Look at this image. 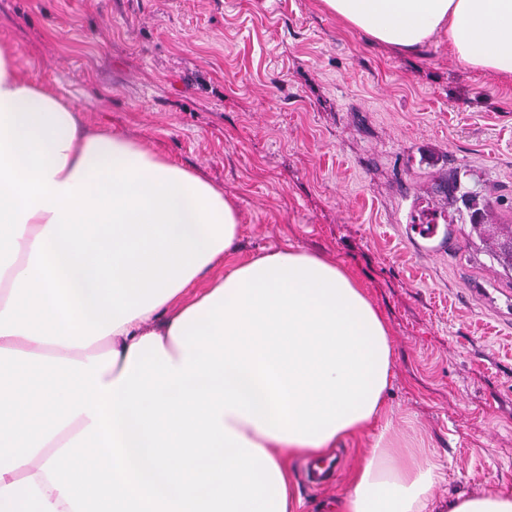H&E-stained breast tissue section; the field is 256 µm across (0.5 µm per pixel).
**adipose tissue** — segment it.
Listing matches in <instances>:
<instances>
[{
  "instance_id": "obj_1",
  "label": "adipose tissue",
  "mask_w": 512,
  "mask_h": 512,
  "mask_svg": "<svg viewBox=\"0 0 512 512\" xmlns=\"http://www.w3.org/2000/svg\"><path fill=\"white\" fill-rule=\"evenodd\" d=\"M373 41L435 36L512 80V0H322ZM223 190L83 124L0 47V512H299L285 457L374 442L338 512H512L436 501L389 438V326L359 282L286 246L234 260Z\"/></svg>"
}]
</instances>
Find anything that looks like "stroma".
I'll return each instance as SVG.
<instances>
[{"mask_svg": "<svg viewBox=\"0 0 512 512\" xmlns=\"http://www.w3.org/2000/svg\"><path fill=\"white\" fill-rule=\"evenodd\" d=\"M0 44L87 126L222 188L240 256L289 242L347 268L391 330L390 438L433 456L437 499L512 489V81L318 0H0ZM372 441L331 449L321 489L289 460L301 512H336Z\"/></svg>", "mask_w": 512, "mask_h": 512, "instance_id": "obj_1", "label": "stroma"}]
</instances>
